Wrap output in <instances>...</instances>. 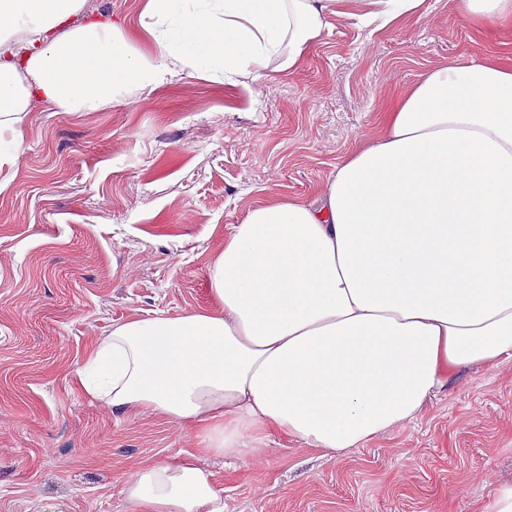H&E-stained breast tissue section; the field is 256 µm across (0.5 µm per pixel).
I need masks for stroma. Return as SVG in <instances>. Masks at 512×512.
<instances>
[{
  "label": "stroma",
  "mask_w": 512,
  "mask_h": 512,
  "mask_svg": "<svg viewBox=\"0 0 512 512\" xmlns=\"http://www.w3.org/2000/svg\"><path fill=\"white\" fill-rule=\"evenodd\" d=\"M328 15L292 72L183 76L96 112L35 105L0 189V512H135L137 468L196 448L157 415H117L75 379L112 325L209 305V266L249 212L311 202L428 70L496 55L512 24L458 0L369 31ZM224 512H480L512 482V359L454 372L417 419L328 459L275 438L211 459Z\"/></svg>",
  "instance_id": "stroma-1"
}]
</instances>
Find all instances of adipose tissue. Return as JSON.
<instances>
[{
	"label": "adipose tissue",
	"mask_w": 512,
	"mask_h": 512,
	"mask_svg": "<svg viewBox=\"0 0 512 512\" xmlns=\"http://www.w3.org/2000/svg\"><path fill=\"white\" fill-rule=\"evenodd\" d=\"M345 0H143L142 48L85 0H0V170L34 102L95 112L181 76L293 70ZM364 26L427 0H365ZM318 201L250 211L209 269L211 305L113 325L77 373L113 413L191 429L195 453L137 469L138 512H224L201 463L273 436L328 458L414 419L451 370L512 358V67L427 71Z\"/></svg>",
	"instance_id": "obj_1"
}]
</instances>
